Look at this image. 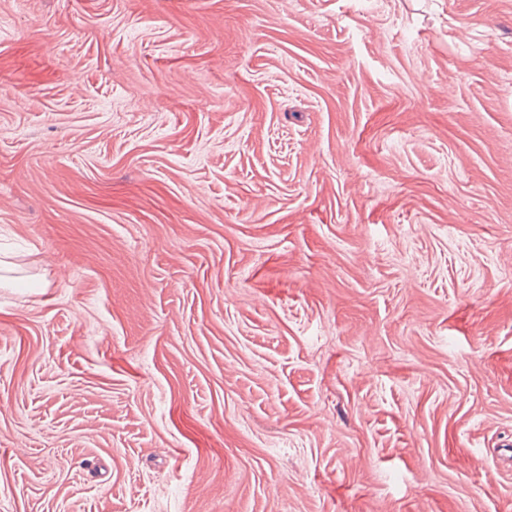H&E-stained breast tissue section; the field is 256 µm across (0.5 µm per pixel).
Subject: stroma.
Returning a JSON list of instances; mask_svg holds the SVG:
<instances>
[{"label": "stroma", "instance_id": "stroma-1", "mask_svg": "<svg viewBox=\"0 0 512 512\" xmlns=\"http://www.w3.org/2000/svg\"><path fill=\"white\" fill-rule=\"evenodd\" d=\"M0 512H512V0H0Z\"/></svg>", "mask_w": 512, "mask_h": 512}]
</instances>
